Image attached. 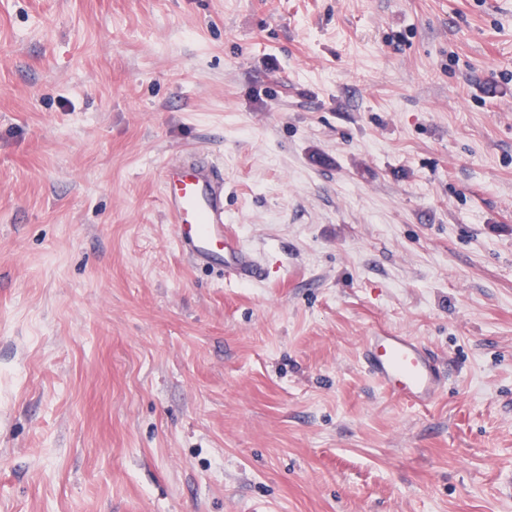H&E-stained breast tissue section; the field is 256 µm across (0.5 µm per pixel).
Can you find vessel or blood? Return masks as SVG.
<instances>
[{"label": "vessel or blood", "mask_w": 512, "mask_h": 512, "mask_svg": "<svg viewBox=\"0 0 512 512\" xmlns=\"http://www.w3.org/2000/svg\"><path fill=\"white\" fill-rule=\"evenodd\" d=\"M163 191L183 253L198 265L222 262L226 280L261 281L258 255L230 231L224 178L215 165L195 157L169 165ZM361 360L377 383L411 407L429 406L445 388L437 359L417 337L390 330L374 333L362 343Z\"/></svg>", "instance_id": "b4317fda"}]
</instances>
